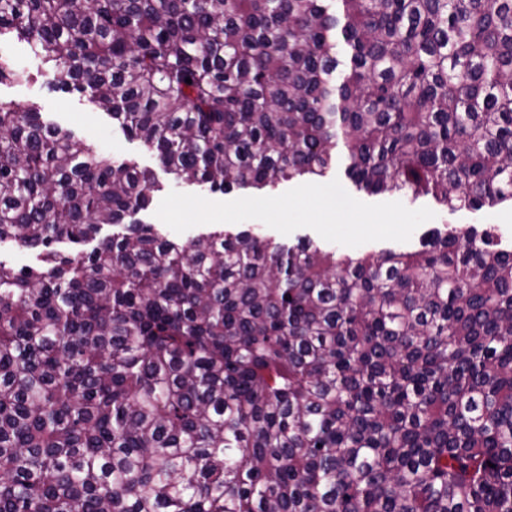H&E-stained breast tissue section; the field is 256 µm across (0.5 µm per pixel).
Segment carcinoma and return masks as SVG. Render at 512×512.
Instances as JSON below:
<instances>
[{
	"label": "carcinoma",
	"mask_w": 512,
	"mask_h": 512,
	"mask_svg": "<svg viewBox=\"0 0 512 512\" xmlns=\"http://www.w3.org/2000/svg\"><path fill=\"white\" fill-rule=\"evenodd\" d=\"M5 33L185 182L512 200V0H0ZM155 190L0 101V243L43 248L0 261V512H512L491 231L185 242L133 220ZM38 253L36 249L5 244L0 246V261L17 268L35 266L39 264Z\"/></svg>",
	"instance_id": "obj_1"
}]
</instances>
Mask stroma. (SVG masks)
Wrapping results in <instances>:
<instances>
[{
    "label": "stroma",
    "instance_id": "35a3bbf8",
    "mask_svg": "<svg viewBox=\"0 0 512 512\" xmlns=\"http://www.w3.org/2000/svg\"><path fill=\"white\" fill-rule=\"evenodd\" d=\"M0 58L25 74L18 81H0V101L40 112L43 121L68 130L113 161L151 174L156 190L150 206L136 219L163 234L190 240L220 228H250L289 245L311 240L364 256L387 249L414 250L433 233L474 227L494 229L502 247H512L511 200L451 212L430 196L412 200L357 190L338 169L318 180L297 177L228 192L177 181L153 151L128 136L89 94L64 90L62 75L44 64L27 43L0 38Z\"/></svg>",
    "mask_w": 512,
    "mask_h": 512
}]
</instances>
